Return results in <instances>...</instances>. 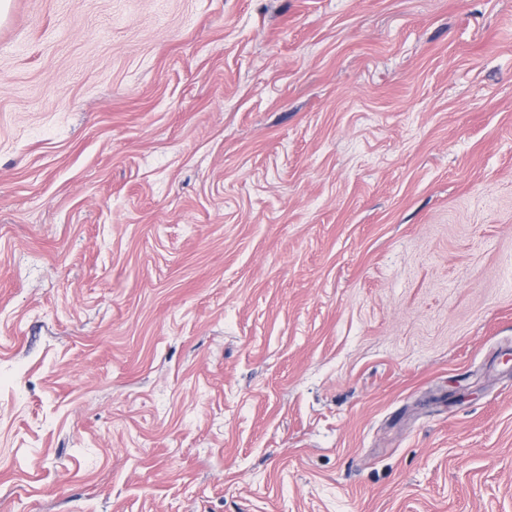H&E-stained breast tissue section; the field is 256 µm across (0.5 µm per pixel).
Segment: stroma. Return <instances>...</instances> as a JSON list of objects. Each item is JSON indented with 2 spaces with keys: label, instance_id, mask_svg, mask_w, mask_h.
I'll return each instance as SVG.
<instances>
[{
  "label": "stroma",
  "instance_id": "obj_1",
  "mask_svg": "<svg viewBox=\"0 0 512 512\" xmlns=\"http://www.w3.org/2000/svg\"><path fill=\"white\" fill-rule=\"evenodd\" d=\"M0 512H512V0H5Z\"/></svg>",
  "mask_w": 512,
  "mask_h": 512
}]
</instances>
